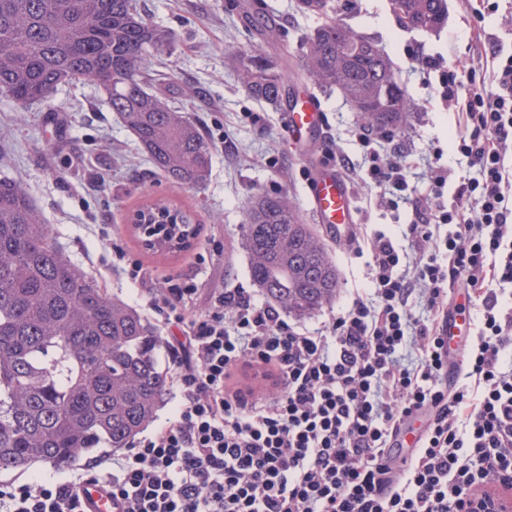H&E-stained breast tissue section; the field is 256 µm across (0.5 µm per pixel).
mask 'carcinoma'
I'll return each instance as SVG.
<instances>
[{
    "instance_id": "obj_1",
    "label": "carcinoma",
    "mask_w": 512,
    "mask_h": 512,
    "mask_svg": "<svg viewBox=\"0 0 512 512\" xmlns=\"http://www.w3.org/2000/svg\"><path fill=\"white\" fill-rule=\"evenodd\" d=\"M391 3L413 30L437 31L446 19L447 0ZM255 30L251 48L224 63L251 98L276 107L285 80L267 48L281 30L263 17ZM173 43L134 0H0V94L26 107L49 102L61 84H93L155 169L196 190L211 144L143 81L147 60ZM298 66L312 85L338 89L370 128L402 131L410 99L371 38L329 21L301 39ZM244 220L251 280L272 303L304 317L336 299L331 253L288 194L252 196ZM158 342L136 310L67 259L24 186L0 179V474L127 447L164 402Z\"/></svg>"
}]
</instances>
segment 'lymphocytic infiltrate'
Here are the masks:
<instances>
[{
	"mask_svg": "<svg viewBox=\"0 0 512 512\" xmlns=\"http://www.w3.org/2000/svg\"><path fill=\"white\" fill-rule=\"evenodd\" d=\"M491 79L443 72L458 112L454 148L470 172L452 196L433 151L429 190L359 139L382 202L410 205L407 246L355 226L369 287L322 328L302 331L246 289L201 296L185 278L152 291L175 400L170 416L110 463L71 479L0 483V512H85L94 480L114 512H497L512 502V53ZM449 227L435 237L432 224ZM479 323L456 368L443 338L457 298ZM424 316H416L413 304ZM254 384L236 387V371ZM414 433L410 451L399 440Z\"/></svg>",
	"mask_w": 512,
	"mask_h": 512,
	"instance_id": "obj_1",
	"label": "lymphocytic infiltrate"
}]
</instances>
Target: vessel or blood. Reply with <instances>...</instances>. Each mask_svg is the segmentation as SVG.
<instances>
[{
  "label": "vessel or blood",
  "mask_w": 512,
  "mask_h": 512,
  "mask_svg": "<svg viewBox=\"0 0 512 512\" xmlns=\"http://www.w3.org/2000/svg\"><path fill=\"white\" fill-rule=\"evenodd\" d=\"M280 112L284 133L303 152L323 149L327 142L325 113L314 92L285 93ZM308 204L315 222L332 236H348L356 222L352 188L334 164L321 163L312 169L308 178ZM468 331L469 321L464 314L449 317L446 331L449 357H456ZM79 493L89 512H112V498L100 484L85 482Z\"/></svg>",
  "instance_id": "1"
}]
</instances>
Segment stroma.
I'll return each instance as SVG.
<instances>
[{"label":"stroma","instance_id":"1","mask_svg":"<svg viewBox=\"0 0 512 512\" xmlns=\"http://www.w3.org/2000/svg\"><path fill=\"white\" fill-rule=\"evenodd\" d=\"M253 2L138 0L149 21L176 36L170 51L147 63L148 87L191 116L210 142L225 138L235 146L226 153L213 150L210 175L201 189L182 188L156 171L94 85H63L48 103L24 110L0 96V178L25 186L71 263L88 272L108 297L124 301L152 324L157 317L148 305L149 290L171 277H192L206 293L245 288L254 301L263 302L240 245L244 206L257 193L284 191L300 211L308 209L306 172L312 156L287 141L279 113L250 98L224 66L225 49L245 48L252 40L242 7ZM264 2L266 14L282 25L281 42L267 54L282 69L288 89L306 86L296 66L301 38L331 19H341L382 46L414 104L410 123L386 143V154L410 164L411 184L424 193L429 183L419 160L430 148L440 147L448 184H458L466 161L450 151L456 108L436 95L440 72L425 67L423 59L438 56L447 67L466 65L491 76L492 60L474 56L472 38L480 29L512 51V0H499L498 11L481 22L475 17L476 0H448V20L436 34L402 29L390 0H329L319 14L302 10L299 0ZM319 98L327 117L328 148L360 161L354 112L339 91L320 93ZM352 189L368 232L396 235L411 222L410 209L381 205L360 184ZM155 201L175 202L191 213L198 232L188 250L159 256L139 246L129 218L140 204ZM328 247L340 274L339 292L333 304L297 319L303 331L328 322L368 284L366 258L333 240ZM121 252L126 255L122 261L117 258ZM131 259L139 261L144 279L128 274Z\"/></svg>","mask_w":512,"mask_h":512}]
</instances>
